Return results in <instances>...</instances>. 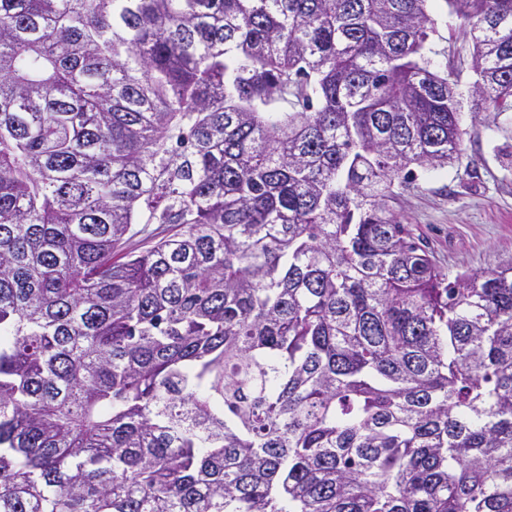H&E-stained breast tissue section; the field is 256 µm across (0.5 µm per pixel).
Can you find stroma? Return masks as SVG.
<instances>
[{"instance_id":"1","label":"stroma","mask_w":512,"mask_h":512,"mask_svg":"<svg viewBox=\"0 0 512 512\" xmlns=\"http://www.w3.org/2000/svg\"><path fill=\"white\" fill-rule=\"evenodd\" d=\"M437 49L462 66V81L474 79L469 69L472 45L451 26L444 0H432ZM462 153L453 166L425 171L402 190L395 213L426 243L438 266L449 275L494 268L512 258V165L502 161L512 150V134L468 124Z\"/></svg>"}]
</instances>
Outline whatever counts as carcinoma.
<instances>
[{"label":"carcinoma","instance_id":"carcinoma-1","mask_svg":"<svg viewBox=\"0 0 512 512\" xmlns=\"http://www.w3.org/2000/svg\"><path fill=\"white\" fill-rule=\"evenodd\" d=\"M428 2L0 0V512H512V260L390 206L512 0L466 90Z\"/></svg>","mask_w":512,"mask_h":512}]
</instances>
